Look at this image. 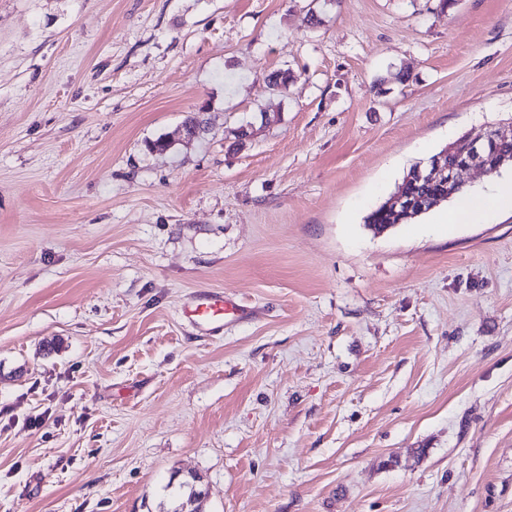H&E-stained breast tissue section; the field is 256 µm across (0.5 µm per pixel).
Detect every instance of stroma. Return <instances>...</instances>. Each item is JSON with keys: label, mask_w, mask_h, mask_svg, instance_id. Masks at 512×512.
<instances>
[{"label": "stroma", "mask_w": 512, "mask_h": 512, "mask_svg": "<svg viewBox=\"0 0 512 512\" xmlns=\"http://www.w3.org/2000/svg\"><path fill=\"white\" fill-rule=\"evenodd\" d=\"M510 119L512 0H0V512H512V210L364 222ZM245 307L236 299L221 291H208L199 294L184 305L182 314L194 325L209 326L228 316H242Z\"/></svg>", "instance_id": "35a3bbf8"}]
</instances>
